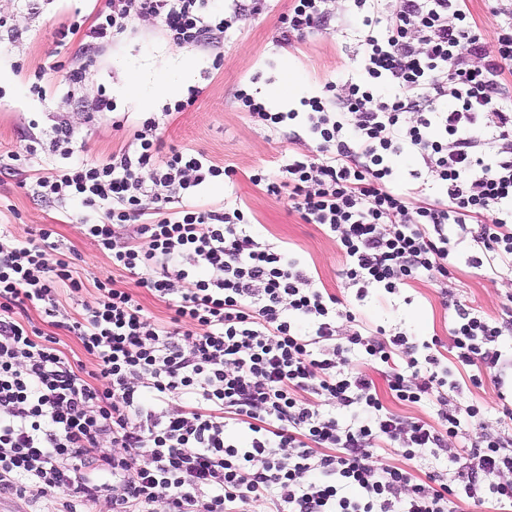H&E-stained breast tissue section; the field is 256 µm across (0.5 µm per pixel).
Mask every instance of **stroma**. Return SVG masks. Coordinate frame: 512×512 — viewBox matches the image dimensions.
<instances>
[{
  "label": "stroma",
  "instance_id": "obj_1",
  "mask_svg": "<svg viewBox=\"0 0 512 512\" xmlns=\"http://www.w3.org/2000/svg\"><path fill=\"white\" fill-rule=\"evenodd\" d=\"M289 6L290 0H268L261 15L233 22L216 52L175 46L155 22L138 21L132 32L119 37L95 61L87 63V73L95 75L97 82L95 88L83 89L82 94L89 100L98 88H105L119 112L137 119L146 111H159L173 98H185L190 86H203L197 101L173 114L161 131L163 151L192 149L218 165L232 168L230 179L213 182L205 189V200L239 203L255 224L261 241L283 245L299 256L320 287L335 294L371 325L395 328L419 339L435 336L445 342L455 318V303L480 309L489 321L499 320L507 295H512V275L473 268L468 261V243L459 244L457 262L445 288L423 278L410 282L398 294L382 297L373 291L360 301L353 289L341 283L345 260L335 239L320 226L305 223L286 197L268 194L264 187L251 182V175L259 170L270 179L281 178L289 155L297 150L314 151L315 146L310 142L292 144L287 134L255 125L235 100L236 89L265 94L281 80L285 70H293L300 83L299 96L286 103L267 98L265 105L273 112L298 111L302 99L320 95L325 84L340 86L357 74L355 54L362 15L353 0H331L330 15L320 28L282 48L277 46L276 38ZM92 8L91 0H52L35 14L25 0H0V14L29 31L23 42H0V156L21 151L26 138L41 136L60 106L70 110L74 124L81 129L73 144L78 158L104 161L130 138V131L113 130L110 118L87 120L81 104L69 99L62 72L53 68L72 51L71 46L60 44L57 28L74 13L86 15ZM41 67L48 70L49 85L43 99L28 90L29 73ZM130 73L140 81L141 96L152 97L151 107L142 106L140 97L126 91L124 79ZM165 75L180 77L177 93L161 91L160 81ZM40 165V160L34 158L26 165L0 171V224L11 225L16 235L31 239L37 238L42 225H54L64 251L70 252L88 284L81 298L63 301L67 313L74 316L81 312L83 303L93 300V280L111 275L112 266L85 237L74 207L34 197L24 188L27 170ZM471 373L468 367L457 372L464 387L461 393L448 394L449 405L482 406L486 432L512 433V417L504 414L494 382L487 377L482 385H470Z\"/></svg>",
  "mask_w": 512,
  "mask_h": 512
}]
</instances>
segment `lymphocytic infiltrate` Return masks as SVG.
<instances>
[{
    "mask_svg": "<svg viewBox=\"0 0 512 512\" xmlns=\"http://www.w3.org/2000/svg\"><path fill=\"white\" fill-rule=\"evenodd\" d=\"M327 0H292L277 42L303 36L328 13ZM363 13L362 78L300 112H273L249 90L235 95L258 125L291 128L318 157L294 152L283 181L251 177L287 193L309 224L337 242L345 287L397 294L408 280L440 283L470 242L473 267L512 271V7L493 39L466 0H354ZM263 0H107L91 22L60 32L77 44L65 70L83 83L85 55L156 21L172 44H218L232 21L260 14ZM138 121L107 161L75 158L76 127L58 110L43 137L11 160L42 156L31 195L77 208L82 229L113 275L79 317L63 314L62 290L80 293L53 226L38 241L0 226V498L60 495L62 512H456L457 502H490L512 512V434L482 432L483 411L443 409L437 423L404 417L381 401L367 369L383 367L392 397L416 404L461 391L436 354L440 339L369 329L339 298L316 285L287 249L260 242L240 207L204 202L205 188L231 176L203 153H160L163 116ZM417 157L406 188L391 159ZM445 197L433 200L429 181ZM128 228L119 237V228ZM130 286H119L115 272ZM165 303L148 314L136 291ZM39 312L50 329L32 321ZM449 349L460 365L502 384L501 338L512 315L487 321L457 305ZM76 336L84 360H70L62 336ZM363 363H356V356ZM93 360L86 369L85 360ZM475 426L447 474L418 478L407 461L437 454ZM398 449L403 465L379 462Z\"/></svg>",
    "mask_w": 512,
    "mask_h": 512,
    "instance_id": "obj_1",
    "label": "lymphocytic infiltrate"
}]
</instances>
